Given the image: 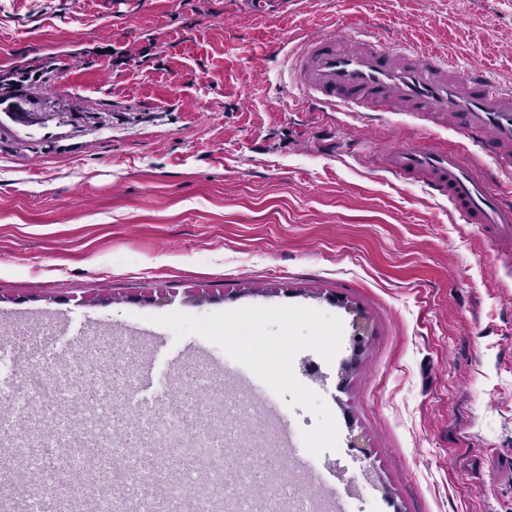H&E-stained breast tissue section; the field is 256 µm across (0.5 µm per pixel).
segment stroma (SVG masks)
I'll return each mask as SVG.
<instances>
[{"label": "stroma", "instance_id": "1", "mask_svg": "<svg viewBox=\"0 0 512 512\" xmlns=\"http://www.w3.org/2000/svg\"><path fill=\"white\" fill-rule=\"evenodd\" d=\"M0 0V71L57 68L0 112V344L71 322L135 345L162 384L186 353L263 457L370 473L378 512H512V252L421 183L402 142L492 160L419 112L364 121L299 103L286 57L365 28L512 87V0ZM130 52L113 67L108 48ZM146 61H139V54ZM370 334L345 387L350 307ZM79 347L0 358V414ZM326 360L315 395L301 355Z\"/></svg>", "mask_w": 512, "mask_h": 512}]
</instances>
